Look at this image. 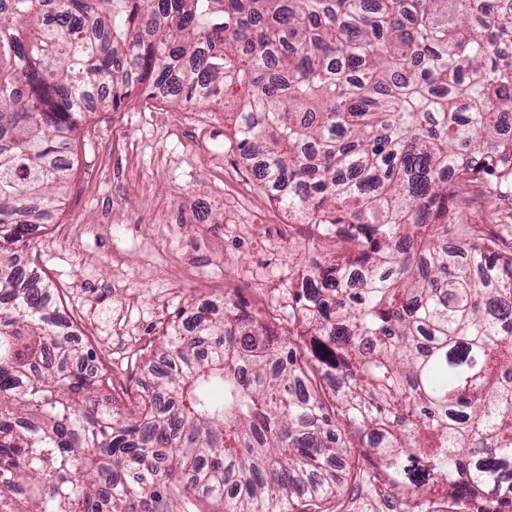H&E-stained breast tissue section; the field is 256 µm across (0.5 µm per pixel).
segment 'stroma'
Here are the masks:
<instances>
[{
	"mask_svg": "<svg viewBox=\"0 0 512 512\" xmlns=\"http://www.w3.org/2000/svg\"><path fill=\"white\" fill-rule=\"evenodd\" d=\"M70 161L58 210L19 257L53 284L120 407L167 324L198 305L241 299L279 337L296 335L289 283L334 243L268 195L223 113L171 96L99 109Z\"/></svg>",
	"mask_w": 512,
	"mask_h": 512,
	"instance_id": "35a3bbf8",
	"label": "stroma"
}]
</instances>
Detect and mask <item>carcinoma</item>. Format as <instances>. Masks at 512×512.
<instances>
[{"instance_id": "carcinoma-1", "label": "carcinoma", "mask_w": 512, "mask_h": 512, "mask_svg": "<svg viewBox=\"0 0 512 512\" xmlns=\"http://www.w3.org/2000/svg\"><path fill=\"white\" fill-rule=\"evenodd\" d=\"M140 93L230 111L336 253L288 289L297 346L198 307L124 414L14 251L92 97ZM472 184L512 196V0H0V512H330L374 481L512 512V242L448 251Z\"/></svg>"}]
</instances>
